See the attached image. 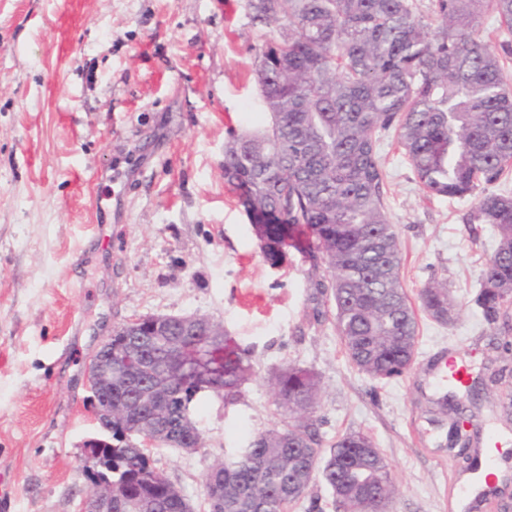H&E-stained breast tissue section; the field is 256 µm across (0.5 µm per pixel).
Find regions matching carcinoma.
<instances>
[{"instance_id":"carcinoma-1","label":"carcinoma","mask_w":512,"mask_h":512,"mask_svg":"<svg viewBox=\"0 0 512 512\" xmlns=\"http://www.w3.org/2000/svg\"><path fill=\"white\" fill-rule=\"evenodd\" d=\"M252 20L279 26L256 57L267 124L224 143V180L273 265L288 241L309 231L302 254L320 294L333 293L336 333L350 364L372 380L398 378L415 363L417 317L401 283V248L385 202L380 145L390 131L416 182L431 196L472 199L463 221L489 224L498 246L470 303L492 326L508 328L512 297V194L488 187L512 171V88L501 59L512 55V0H248ZM496 14L508 36L492 48L478 37ZM434 321L455 306L445 282L418 294ZM112 347L140 362L112 382V512L145 503L151 512H194L155 470L143 434L197 451L204 437L191 417L200 384L239 401L254 376L251 355L211 318L166 336H127ZM281 424L257 433L236 458L205 476L209 512H288L317 476L351 512L365 499L388 507V464L372 438L347 432L323 447L315 413L320 381L288 364L274 372Z\"/></svg>"}]
</instances>
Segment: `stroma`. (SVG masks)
Returning <instances> with one entry per match:
<instances>
[{
	"instance_id": "1",
	"label": "stroma",
	"mask_w": 512,
	"mask_h": 512,
	"mask_svg": "<svg viewBox=\"0 0 512 512\" xmlns=\"http://www.w3.org/2000/svg\"><path fill=\"white\" fill-rule=\"evenodd\" d=\"M275 29L247 0H0V512H78L82 441L98 433L85 370L101 340L134 316L201 314L249 350L240 400L210 395L192 416L205 446L155 449L157 469L208 512L204 477L278 424L270 377L293 363L321 379L325 444L367 433L388 464L391 512H468L455 415L427 369L444 353L479 375L490 328L469 304L496 248L470 200L426 194L395 136L380 155L386 206L416 298L447 282L460 308L441 325L419 314L416 363L380 383L359 373L336 334L333 303L309 261L279 265L223 176L230 134L265 118L255 60ZM105 199L106 240L88 247ZM459 403L481 437L512 450V379Z\"/></svg>"
}]
</instances>
